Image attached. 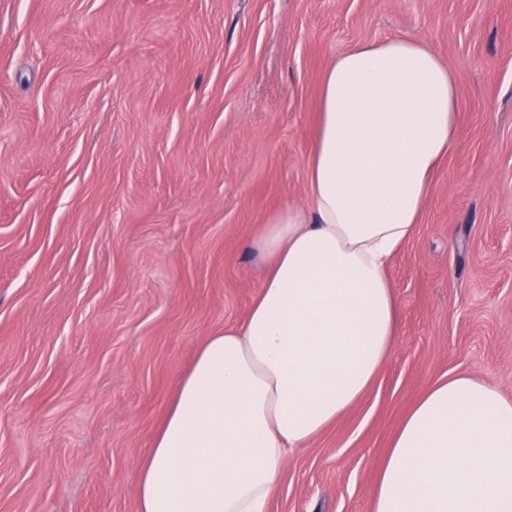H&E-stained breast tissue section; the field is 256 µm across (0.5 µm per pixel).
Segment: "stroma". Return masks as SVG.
Returning <instances> with one entry per match:
<instances>
[{
    "instance_id": "35a3bbf8",
    "label": "stroma",
    "mask_w": 512,
    "mask_h": 512,
    "mask_svg": "<svg viewBox=\"0 0 512 512\" xmlns=\"http://www.w3.org/2000/svg\"><path fill=\"white\" fill-rule=\"evenodd\" d=\"M390 37L448 64L458 138L387 267L395 345L267 512H371L448 376L512 397V0H0V512H136L198 347L261 287L256 225L307 200L324 71Z\"/></svg>"
}]
</instances>
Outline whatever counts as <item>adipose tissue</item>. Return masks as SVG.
I'll use <instances>...</instances> for the list:
<instances>
[{
	"label": "adipose tissue",
	"mask_w": 512,
	"mask_h": 512,
	"mask_svg": "<svg viewBox=\"0 0 512 512\" xmlns=\"http://www.w3.org/2000/svg\"><path fill=\"white\" fill-rule=\"evenodd\" d=\"M459 132L456 80L425 42L362 41L322 81L308 203L267 214L242 323L198 349L141 463L138 512H265L292 449L373 384L399 331L387 278ZM372 512H512V397L440 380L396 430Z\"/></svg>",
	"instance_id": "1"
}]
</instances>
